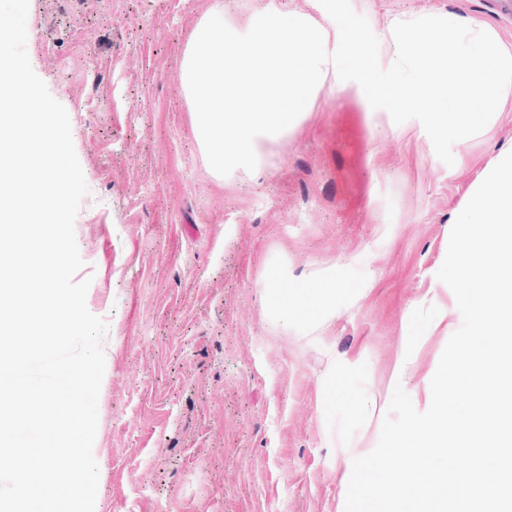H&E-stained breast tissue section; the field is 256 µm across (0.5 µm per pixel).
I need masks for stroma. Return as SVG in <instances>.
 Listing matches in <instances>:
<instances>
[{
	"mask_svg": "<svg viewBox=\"0 0 512 512\" xmlns=\"http://www.w3.org/2000/svg\"><path fill=\"white\" fill-rule=\"evenodd\" d=\"M503 0H376L395 13L451 11L495 25ZM210 0H30L26 50L66 109L90 193L74 229L86 303L108 324L98 398L99 512H345L354 458L379 439L360 405L401 386L425 409L462 324L438 280L465 194L512 145V108L487 133L436 155L429 136L353 93L322 91L266 168L218 180L193 134L179 66ZM364 256L361 264L353 256ZM336 268L364 291L335 318L287 329L265 271ZM443 309L420 330L411 312Z\"/></svg>",
	"mask_w": 512,
	"mask_h": 512,
	"instance_id": "stroma-1",
	"label": "stroma"
}]
</instances>
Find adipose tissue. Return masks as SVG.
Instances as JSON below:
<instances>
[{
  "instance_id": "ef3b65f1",
  "label": "adipose tissue",
  "mask_w": 512,
  "mask_h": 512,
  "mask_svg": "<svg viewBox=\"0 0 512 512\" xmlns=\"http://www.w3.org/2000/svg\"><path fill=\"white\" fill-rule=\"evenodd\" d=\"M262 288L271 310L282 325L316 322L331 316L341 284L335 278L316 277L307 280L295 296L279 292L270 280Z\"/></svg>"
}]
</instances>
